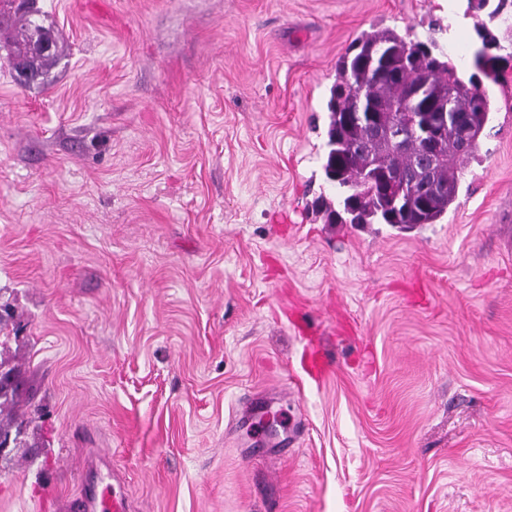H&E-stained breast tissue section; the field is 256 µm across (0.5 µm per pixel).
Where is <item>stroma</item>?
I'll use <instances>...</instances> for the list:
<instances>
[{
	"instance_id": "obj_1",
	"label": "stroma",
	"mask_w": 512,
	"mask_h": 512,
	"mask_svg": "<svg viewBox=\"0 0 512 512\" xmlns=\"http://www.w3.org/2000/svg\"><path fill=\"white\" fill-rule=\"evenodd\" d=\"M34 6L68 53L18 86L0 17V512H70L93 458L129 512H512V27L467 0ZM483 25L494 112L447 216L326 223L339 56L392 29L467 77ZM300 366L305 374L314 379L324 377L329 370L323 354L314 349L306 350L301 354Z\"/></svg>"
}]
</instances>
